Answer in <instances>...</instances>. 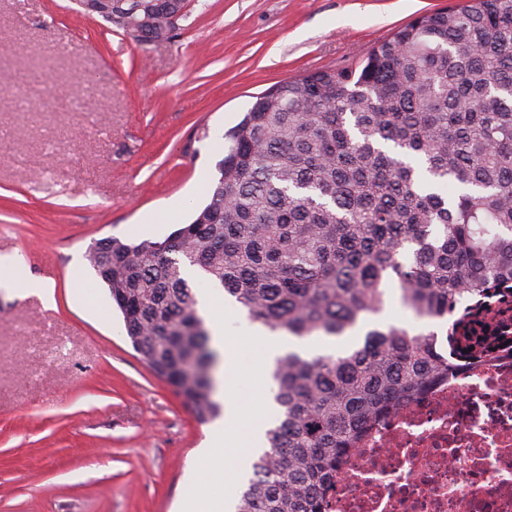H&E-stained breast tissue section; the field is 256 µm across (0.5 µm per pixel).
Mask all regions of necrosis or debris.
Masks as SVG:
<instances>
[{"mask_svg": "<svg viewBox=\"0 0 512 512\" xmlns=\"http://www.w3.org/2000/svg\"><path fill=\"white\" fill-rule=\"evenodd\" d=\"M476 319L503 338L463 351L455 337ZM435 340L447 377L362 437L328 512H512V281L464 294Z\"/></svg>", "mask_w": 512, "mask_h": 512, "instance_id": "1", "label": "necrosis or debris"}]
</instances>
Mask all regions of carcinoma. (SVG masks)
Listing matches in <instances>:
<instances>
[{"instance_id":"obj_1","label":"carcinoma","mask_w":512,"mask_h":512,"mask_svg":"<svg viewBox=\"0 0 512 512\" xmlns=\"http://www.w3.org/2000/svg\"><path fill=\"white\" fill-rule=\"evenodd\" d=\"M149 3L112 0L108 24L129 33ZM221 140L191 223L87 252L136 352L202 423L224 408L221 357L189 268L299 340L355 330L392 285L416 316L446 320L456 295L512 279V0L427 12L358 70L281 81ZM443 183L467 191L449 198ZM446 374L434 332L393 324L339 354L288 351L235 512H324L359 433Z\"/></svg>"}]
</instances>
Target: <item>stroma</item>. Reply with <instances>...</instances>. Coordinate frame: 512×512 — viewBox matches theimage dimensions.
Listing matches in <instances>:
<instances>
[{
  "label": "stroma",
  "mask_w": 512,
  "mask_h": 512,
  "mask_svg": "<svg viewBox=\"0 0 512 512\" xmlns=\"http://www.w3.org/2000/svg\"><path fill=\"white\" fill-rule=\"evenodd\" d=\"M468 0H189L145 45L75 0H0V512H179L220 496L213 428L134 350L85 258L94 241L160 240L189 221L254 96L353 68L420 14ZM65 97L51 94V87ZM50 280L52 300L37 283ZM233 426L266 423L250 322L225 316ZM427 330L390 288L366 328Z\"/></svg>",
  "instance_id": "35a3bbf8"
}]
</instances>
